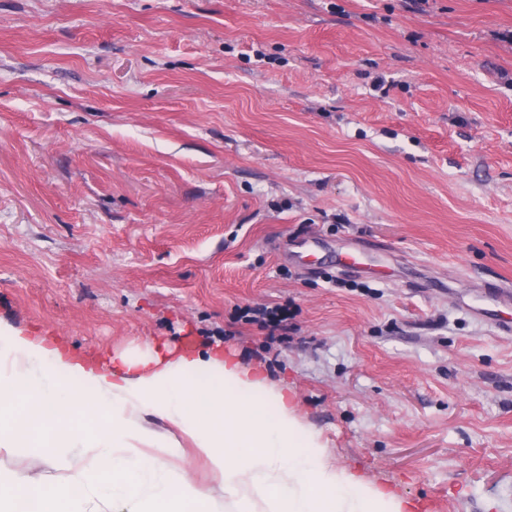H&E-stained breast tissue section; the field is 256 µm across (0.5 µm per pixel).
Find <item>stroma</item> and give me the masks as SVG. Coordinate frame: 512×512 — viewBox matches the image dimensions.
I'll return each mask as SVG.
<instances>
[{
  "instance_id": "35a3bbf8",
  "label": "stroma",
  "mask_w": 512,
  "mask_h": 512,
  "mask_svg": "<svg viewBox=\"0 0 512 512\" xmlns=\"http://www.w3.org/2000/svg\"><path fill=\"white\" fill-rule=\"evenodd\" d=\"M508 280L512 0H0V328L222 347L336 471L512 512ZM0 471L60 475L25 449Z\"/></svg>"
}]
</instances>
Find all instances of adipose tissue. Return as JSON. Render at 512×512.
Returning a JSON list of instances; mask_svg holds the SVG:
<instances>
[{"instance_id": "ef3b65f1", "label": "adipose tissue", "mask_w": 512, "mask_h": 512, "mask_svg": "<svg viewBox=\"0 0 512 512\" xmlns=\"http://www.w3.org/2000/svg\"><path fill=\"white\" fill-rule=\"evenodd\" d=\"M144 413L194 441L235 512H404L394 495L322 464L317 438L299 440L286 394L221 348L107 365L11 330L0 333V452L29 448L67 473L50 487L0 474V512H213L202 489L171 480L152 456L162 442Z\"/></svg>"}]
</instances>
